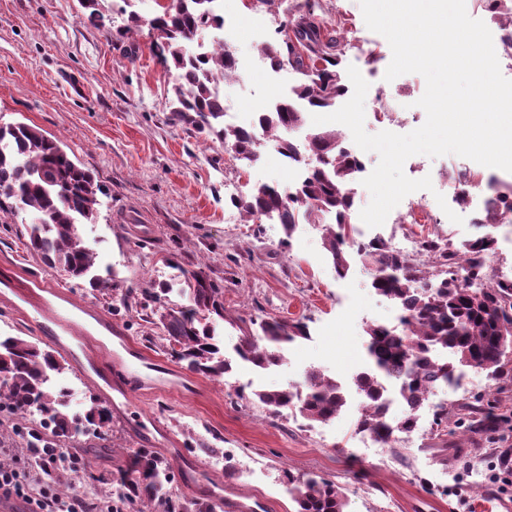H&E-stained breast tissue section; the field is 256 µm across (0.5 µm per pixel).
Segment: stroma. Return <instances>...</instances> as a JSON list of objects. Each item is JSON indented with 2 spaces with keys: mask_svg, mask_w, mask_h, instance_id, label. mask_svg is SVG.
Segmentation results:
<instances>
[{
  "mask_svg": "<svg viewBox=\"0 0 512 512\" xmlns=\"http://www.w3.org/2000/svg\"><path fill=\"white\" fill-rule=\"evenodd\" d=\"M122 5L105 0L111 21L105 28L83 18L78 0H0V125L38 127L90 169L104 189L97 220L83 231L97 239L96 265L112 269L118 287L99 293L61 279L57 287H68L77 301L124 329L134 347L177 372L182 366L161 331L125 309L122 291L172 281L181 267H200L223 279L225 350H232L244 320L302 318L310 337L288 347L284 365L259 376L238 364L219 380L184 372L182 392L139 391L140 409L165 424L169 437L149 441L111 418L101 447L90 451L83 487L100 498L115 496L130 456L147 450L170 464L173 497L213 512H225L228 496L249 512H294L290 473L333 482L347 497L348 512H512V430L471 439L435 423L441 407L488 396L512 417V373L493 380L474 370L471 383L439 388L420 410L417 429L396 434L384 455L362 446L357 397H349L327 424L292 412L276 416L242 397L247 380L259 387L299 386L312 368L349 382L367 363V327H398L400 310L372 289L371 270L355 249L347 251V276L336 275L319 225H297L288 236L278 221H244L231 197L248 195L263 183H287V164L268 143L260 166H245L219 141L171 124L174 77L153 54L149 28L117 40ZM220 5L248 19L231 37L234 53L251 67L243 80L223 85L229 112L267 107L283 86L296 83L292 70L273 76L256 63V29L273 33L287 15L310 11L337 29L345 44L344 65L357 67L365 80L383 79L392 59L386 38L367 28L359 0H282L273 9L260 0L251 5L220 0ZM392 85L383 102L366 97L368 133L406 134L425 122L416 105L425 92L424 78L404 74ZM466 169L493 173L456 155L406 160L409 178L430 177L434 187L432 193L410 195L433 205L431 216L415 227L420 239L457 245L476 234L475 225L451 222L434 204L439 194L453 198L455 178ZM26 241L19 220L0 211V294L5 282L50 275ZM214 434L220 437L217 454L194 448L195 440ZM185 455L203 465V476L185 472Z\"/></svg>",
  "mask_w": 512,
  "mask_h": 512,
  "instance_id": "1",
  "label": "stroma"
}]
</instances>
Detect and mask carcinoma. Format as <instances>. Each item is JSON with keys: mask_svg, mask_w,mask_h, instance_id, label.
<instances>
[{"mask_svg": "<svg viewBox=\"0 0 512 512\" xmlns=\"http://www.w3.org/2000/svg\"><path fill=\"white\" fill-rule=\"evenodd\" d=\"M217 0H170V4L151 18L129 12L119 33L132 36L146 25L154 33L152 51L169 71H175L169 99V121L189 125L205 137L222 144L234 158L249 165L261 157L264 142L273 143L286 161L306 167L308 176L296 193L283 195L278 187L261 184L244 200H234L250 220L277 216L286 235L304 220L323 225V246L330 254L339 277L347 275L349 264L344 254L348 226L351 224L353 197L348 185L359 171L353 154L341 146L334 130L310 134L300 148L283 132L304 125L307 112H327L348 91L342 81V37L323 32L314 14L288 17L274 35L258 47V53L275 69L289 67L298 74L291 94L275 101L259 113L256 128L224 125V100L213 86L237 78L233 51L223 46L211 56L194 51L201 31L223 24L215 8ZM494 19L500 22L503 51L512 55V0H484ZM82 15L103 26L106 17L100 0H79ZM497 203L478 216L482 232L459 247L440 244L434 239L421 242V251L445 268V276L433 278L412 260L392 252L381 241L359 245L371 265V287L380 296L396 302L402 309L403 330L381 325L368 326L369 369L353 381L364 406L358 428L368 431L384 444L394 433H408L416 427L415 408L427 400L429 392L441 385L458 382L462 369L487 368L497 379L512 371V360L500 350L497 336L512 333V281L497 280L488 288H473L455 272L457 261L468 263L470 277L486 276L496 253V239L483 228L512 223V183H497ZM101 185L93 173L75 163L58 141L35 126L25 123L0 126V211L21 218L27 233L26 246L38 255L55 275L84 282L93 291L117 287L114 272L95 271L98 253L80 233V226L93 224L100 205ZM179 293L187 303L152 311L171 347V354L191 370L212 378H222L232 369L215 340L216 321L224 319V284L198 269L182 271ZM172 286L161 283L158 289L140 291L130 304L133 289L125 291L127 307L142 310L161 300ZM261 334L242 331L234 352L241 360L268 370L283 364V345L309 336L305 319L269 318L259 324ZM61 353L40 348L20 337L0 338V427L18 436L25 448H54L68 459L59 468L60 483L72 487L73 475L86 467L80 447H97L99 429L108 423L106 414L93 404L84 412L72 413L71 394L56 387L50 373H61ZM404 379L402 399L407 415L392 422L386 416L381 377ZM256 399L275 415L296 410L305 419L327 423L346 404L342 385L320 370L311 369L305 377V390L291 387L253 391ZM497 400L481 399L458 407H443L438 424L465 423V431L481 436L509 424L495 413ZM293 485L295 512H347L343 492L333 483L303 479L286 474ZM168 464L141 451L129 462L121 479L118 500L137 512H208L195 504H182L170 495Z\"/></svg>", "mask_w": 512, "mask_h": 512, "instance_id": "1", "label": "carcinoma"}]
</instances>
